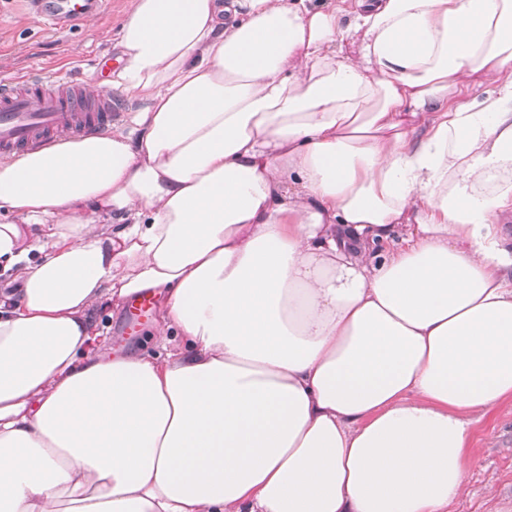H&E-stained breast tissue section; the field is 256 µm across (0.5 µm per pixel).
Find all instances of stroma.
<instances>
[{
	"label": "stroma",
	"mask_w": 512,
	"mask_h": 512,
	"mask_svg": "<svg viewBox=\"0 0 512 512\" xmlns=\"http://www.w3.org/2000/svg\"><path fill=\"white\" fill-rule=\"evenodd\" d=\"M125 0H105L93 23L64 30L47 27L20 0H0V78L26 69H66L85 84L99 79L113 58L116 32ZM128 307H101L90 316L107 327L113 346L139 348L152 325L144 320L135 335H121ZM452 512H512V401L482 419L468 451L465 490Z\"/></svg>",
	"instance_id": "1"
}]
</instances>
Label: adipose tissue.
Listing matches in <instances>:
<instances>
[{
    "label": "adipose tissue",
    "mask_w": 512,
    "mask_h": 512,
    "mask_svg": "<svg viewBox=\"0 0 512 512\" xmlns=\"http://www.w3.org/2000/svg\"><path fill=\"white\" fill-rule=\"evenodd\" d=\"M114 47L142 108L0 162V512H451L512 400V0H126ZM130 306H124L118 309H113L112 307L93 309L90 312V316L94 322L98 323L99 328H103V331L107 330L106 326L110 325V330L108 331L109 339L112 342L113 347H120L123 344V348L125 349H138L141 341L146 337L148 329L153 325V319L156 316V308L149 319L144 320L142 325L137 328V332L134 336H121L120 328L123 325L128 313ZM108 313H111V318L108 316ZM115 346V347H114Z\"/></svg>",
    "instance_id": "adipose-tissue-1"
}]
</instances>
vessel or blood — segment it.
<instances>
[{
    "instance_id": "b4317fda",
    "label": "vessel or blood",
    "mask_w": 512,
    "mask_h": 512,
    "mask_svg": "<svg viewBox=\"0 0 512 512\" xmlns=\"http://www.w3.org/2000/svg\"><path fill=\"white\" fill-rule=\"evenodd\" d=\"M29 11L62 28L99 14L103 0H26ZM124 119L108 90L91 91L67 72H32L0 81V158L111 132Z\"/></svg>"
}]
</instances>
